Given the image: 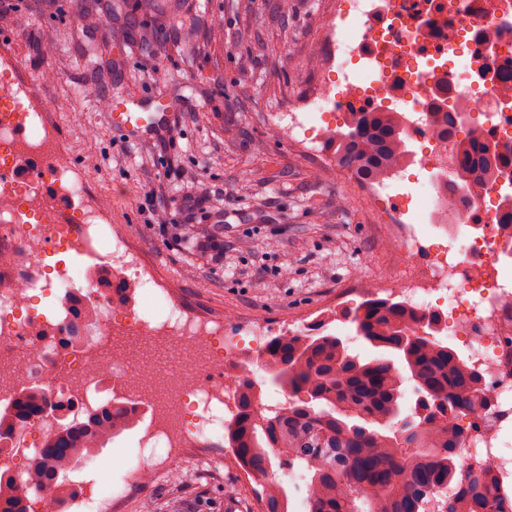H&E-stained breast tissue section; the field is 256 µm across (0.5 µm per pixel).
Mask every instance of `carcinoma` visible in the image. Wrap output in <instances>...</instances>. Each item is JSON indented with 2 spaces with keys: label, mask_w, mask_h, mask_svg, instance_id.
Wrapping results in <instances>:
<instances>
[{
  "label": "carcinoma",
  "mask_w": 512,
  "mask_h": 512,
  "mask_svg": "<svg viewBox=\"0 0 512 512\" xmlns=\"http://www.w3.org/2000/svg\"><path fill=\"white\" fill-rule=\"evenodd\" d=\"M456 113L444 111L436 122L439 144L453 142L456 167L448 190L469 180L483 184L512 154L455 139ZM404 116L382 109L357 112L347 130L336 131L337 164L360 178L382 180L412 155L403 136ZM357 335L383 354L364 359L338 336L318 333L277 337L267 343L266 372L272 384L292 396L288 406L266 414L253 409V381L238 379L237 414L224 431V443L252 475L269 476L273 458L298 468L307 478L308 512H512V494L487 462L460 461L457 445L471 433L455 423L473 419L491 403L483 374L438 340V317L418 315L400 304L370 300L351 311ZM422 323L424 335L406 331ZM413 381L418 395L412 414L401 416V386ZM38 387L24 388L0 409V439L12 422L33 421L43 404ZM130 401L112 396L89 413L85 425L58 423L46 458L36 464L34 481L67 483L91 452L134 428ZM9 469L0 470V512H34L27 497L13 492ZM267 512H288L286 490L267 481Z\"/></svg>",
  "instance_id": "carcinoma-1"
}]
</instances>
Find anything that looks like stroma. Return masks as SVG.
<instances>
[{
  "mask_svg": "<svg viewBox=\"0 0 512 512\" xmlns=\"http://www.w3.org/2000/svg\"><path fill=\"white\" fill-rule=\"evenodd\" d=\"M14 2L0 20V48L24 72L55 70L39 92L61 145L161 279L212 317L259 324L272 338L303 330L309 318L321 334L375 356L344 313L367 299L365 283H401V252L350 171L321 164L317 151L273 127L320 74V26L336 0H180V13L197 24L164 30L160 52L117 38L113 0H99L88 22L84 0ZM183 43L194 54H183ZM155 67L166 72L164 84L149 78ZM103 97L169 118L129 143L100 109ZM153 187L195 205L158 229ZM201 225L218 238L220 259L188 243ZM236 470L210 468L193 485L161 482L152 491L156 512H265L264 487L238 482Z\"/></svg>",
  "mask_w": 512,
  "mask_h": 512,
  "instance_id": "stroma-1",
  "label": "stroma"
}]
</instances>
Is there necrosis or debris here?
Returning a JSON list of instances; mask_svg holds the SVG:
<instances>
[{"label":"necrosis or debris","mask_w":512,"mask_h":512,"mask_svg":"<svg viewBox=\"0 0 512 512\" xmlns=\"http://www.w3.org/2000/svg\"><path fill=\"white\" fill-rule=\"evenodd\" d=\"M322 38L321 75L301 114L290 117V129L304 132L300 147L324 136L320 128L304 131L308 112L387 104L405 114L407 139L425 142L433 112L445 104L477 108L471 137L512 148V0H338ZM52 76H23L14 56L0 51V401L48 376L77 418L108 402L112 384L147 402L150 420L109 496L95 493L86 466L71 474L70 494L37 493L41 512H112L128 479L150 486L179 457L197 462L181 471L182 483L201 476L233 417L227 374L264 367L265 331L256 326L244 337L193 310L131 250L90 200L85 178L45 119L50 105L34 87ZM509 184L512 165L478 188L450 192L439 177L423 193L405 195L406 206L432 215L449 200L468 217L463 237L428 230L397 211L385 219L405 253L428 258L408 268L407 302L473 333L463 356L487 379L492 403L462 456L491 460L504 485L512 484V247L504 244L512 226L501 224L495 196ZM72 250L109 267L158 314L117 305L96 277H75L66 264L46 266L48 256ZM36 296L50 299V311L33 304ZM50 439L39 423L16 428L11 445L25 451L15 470L20 491L28 490L30 465Z\"/></svg>","instance_id":"1"}]
</instances>
